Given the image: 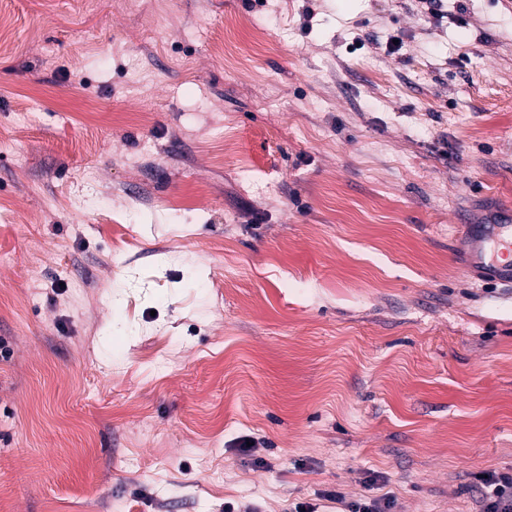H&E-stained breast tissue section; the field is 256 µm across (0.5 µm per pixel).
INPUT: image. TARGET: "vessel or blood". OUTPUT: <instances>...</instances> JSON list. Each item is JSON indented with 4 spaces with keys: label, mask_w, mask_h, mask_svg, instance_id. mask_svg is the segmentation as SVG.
I'll use <instances>...</instances> for the list:
<instances>
[{
    "label": "vessel or blood",
    "mask_w": 512,
    "mask_h": 512,
    "mask_svg": "<svg viewBox=\"0 0 512 512\" xmlns=\"http://www.w3.org/2000/svg\"><path fill=\"white\" fill-rule=\"evenodd\" d=\"M463 248L470 273L512 283V211L503 210L479 231L468 233Z\"/></svg>",
    "instance_id": "1"
}]
</instances>
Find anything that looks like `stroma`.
<instances>
[{
    "mask_svg": "<svg viewBox=\"0 0 512 512\" xmlns=\"http://www.w3.org/2000/svg\"><path fill=\"white\" fill-rule=\"evenodd\" d=\"M442 9L0 0V512L512 473V285L457 221L512 205V0Z\"/></svg>",
    "mask_w": 512,
    "mask_h": 512,
    "instance_id": "obj_1",
    "label": "stroma"
}]
</instances>
